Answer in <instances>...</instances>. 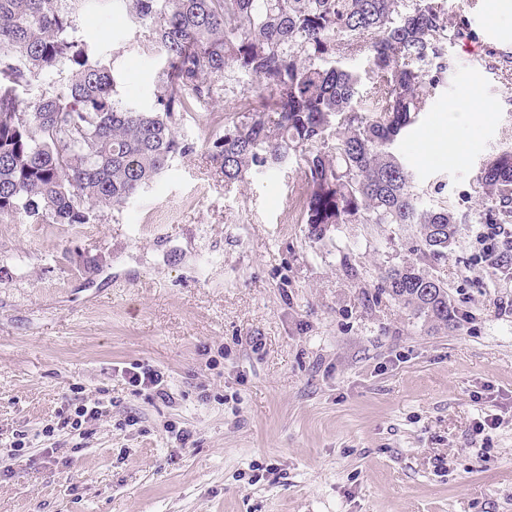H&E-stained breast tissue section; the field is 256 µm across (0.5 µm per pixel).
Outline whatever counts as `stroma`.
<instances>
[{"label":"stroma","mask_w":512,"mask_h":512,"mask_svg":"<svg viewBox=\"0 0 512 512\" xmlns=\"http://www.w3.org/2000/svg\"><path fill=\"white\" fill-rule=\"evenodd\" d=\"M479 56L451 69L395 151L425 202L477 208L476 178L512 149V11L447 0ZM75 39L146 109L164 55L119 5L77 10ZM492 112L456 127L458 154L425 142L466 94ZM239 89L180 114L192 152L136 199L85 224L0 222V512H512V281L478 263L465 224L443 271L461 320L434 329L385 295L418 262L413 226L286 221L297 164L225 185L210 158ZM140 363L170 400L137 391ZM108 402L82 447L42 436L67 400ZM499 427L475 438L477 418ZM190 430L180 445L169 425ZM126 369V370H124ZM128 384L133 387H146L153 391L154 396L166 400L170 399L163 375L157 370L146 368L140 365H132L130 368H124Z\"/></svg>","instance_id":"obj_1"}]
</instances>
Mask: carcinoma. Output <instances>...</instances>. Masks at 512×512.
<instances>
[{
    "label": "carcinoma",
    "mask_w": 512,
    "mask_h": 512,
    "mask_svg": "<svg viewBox=\"0 0 512 512\" xmlns=\"http://www.w3.org/2000/svg\"><path fill=\"white\" fill-rule=\"evenodd\" d=\"M62 0H0V221L84 224L94 208L119 210L175 155L176 115L216 94L211 79L240 73L259 101L233 113L211 159L227 185L293 162L304 167L305 223L414 224L417 252L448 260L459 224H512V151L477 178L480 209L427 206L394 152L428 96L444 82L443 45L464 37L447 0H122L131 22L165 54L162 90L148 110L115 99L110 65L72 35ZM366 58L371 79L342 64ZM71 68L35 103L19 87ZM512 277V245L496 254ZM378 293L437 329L456 323L447 283L412 263L381 273Z\"/></svg>",
    "instance_id": "carcinoma-1"
}]
</instances>
